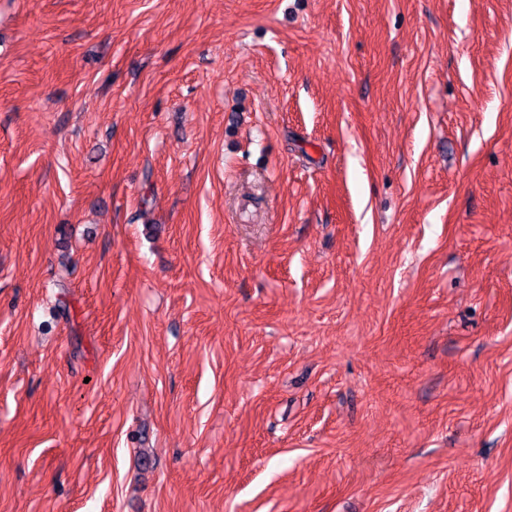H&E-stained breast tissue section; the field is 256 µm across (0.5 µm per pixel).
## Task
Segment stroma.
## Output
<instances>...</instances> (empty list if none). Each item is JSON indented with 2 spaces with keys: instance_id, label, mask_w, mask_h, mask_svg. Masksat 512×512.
Returning a JSON list of instances; mask_svg holds the SVG:
<instances>
[{
  "instance_id": "35a3bbf8",
  "label": "stroma",
  "mask_w": 512,
  "mask_h": 512,
  "mask_svg": "<svg viewBox=\"0 0 512 512\" xmlns=\"http://www.w3.org/2000/svg\"><path fill=\"white\" fill-rule=\"evenodd\" d=\"M0 512H512V0H0Z\"/></svg>"
}]
</instances>
